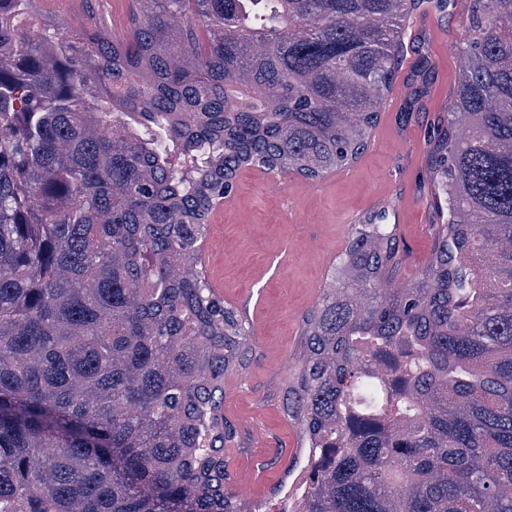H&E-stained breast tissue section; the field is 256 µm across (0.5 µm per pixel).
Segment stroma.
Here are the masks:
<instances>
[{
  "label": "stroma",
  "mask_w": 512,
  "mask_h": 512,
  "mask_svg": "<svg viewBox=\"0 0 512 512\" xmlns=\"http://www.w3.org/2000/svg\"><path fill=\"white\" fill-rule=\"evenodd\" d=\"M469 17L465 0L422 6L403 22L404 59L359 160L317 182L257 169L239 173L209 225L207 276L225 304L247 317L257 350L244 373L224 379V415L239 433L226 458L234 488L254 501L284 483L298 488L308 450L287 415L285 388L300 350L302 320L318 304L355 224L376 212L396 225L398 284L419 277L432 246L427 143L451 106ZM447 34L435 53L430 30ZM431 59L427 92L408 104L418 56Z\"/></svg>",
  "instance_id": "1"
}]
</instances>
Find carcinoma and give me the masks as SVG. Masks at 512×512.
I'll return each mask as SVG.
<instances>
[{"label": "carcinoma", "instance_id": "obj_1", "mask_svg": "<svg viewBox=\"0 0 512 512\" xmlns=\"http://www.w3.org/2000/svg\"><path fill=\"white\" fill-rule=\"evenodd\" d=\"M35 2L0 0V512H265L224 458L255 345L194 262L243 168L361 157L422 0H130L112 34ZM470 9L428 264L387 287L371 215L303 318L305 512H512V0Z\"/></svg>", "mask_w": 512, "mask_h": 512}]
</instances>
